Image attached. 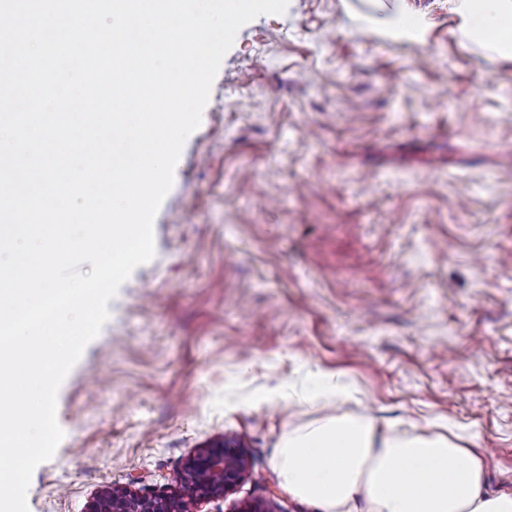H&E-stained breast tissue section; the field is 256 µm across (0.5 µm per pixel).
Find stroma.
<instances>
[{
	"label": "stroma",
	"instance_id": "stroma-1",
	"mask_svg": "<svg viewBox=\"0 0 512 512\" xmlns=\"http://www.w3.org/2000/svg\"><path fill=\"white\" fill-rule=\"evenodd\" d=\"M290 0L225 54L154 219L155 256L59 387L63 438L29 512L180 486L201 448L248 464L190 512H314L281 486L282 433L369 414L449 424L512 489V59L453 0ZM349 388L314 397L317 379Z\"/></svg>",
	"mask_w": 512,
	"mask_h": 512
}]
</instances>
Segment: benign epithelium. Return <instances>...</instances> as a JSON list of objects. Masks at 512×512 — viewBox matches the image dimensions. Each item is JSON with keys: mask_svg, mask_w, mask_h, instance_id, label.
Wrapping results in <instances>:
<instances>
[{"mask_svg": "<svg viewBox=\"0 0 512 512\" xmlns=\"http://www.w3.org/2000/svg\"><path fill=\"white\" fill-rule=\"evenodd\" d=\"M245 460L219 443L200 449L186 465L180 489L168 496L145 497L128 490L103 493L92 512H188L187 503L219 498L243 479Z\"/></svg>", "mask_w": 512, "mask_h": 512, "instance_id": "benign-epithelium-1", "label": "benign epithelium"}]
</instances>
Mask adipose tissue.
<instances>
[{
    "instance_id": "adipose-tissue-1",
    "label": "adipose tissue",
    "mask_w": 512,
    "mask_h": 512,
    "mask_svg": "<svg viewBox=\"0 0 512 512\" xmlns=\"http://www.w3.org/2000/svg\"><path fill=\"white\" fill-rule=\"evenodd\" d=\"M465 35L512 56V0H454ZM282 486L316 512H512V491L488 492L482 455L448 435L390 434L370 416H340L283 432Z\"/></svg>"
}]
</instances>
